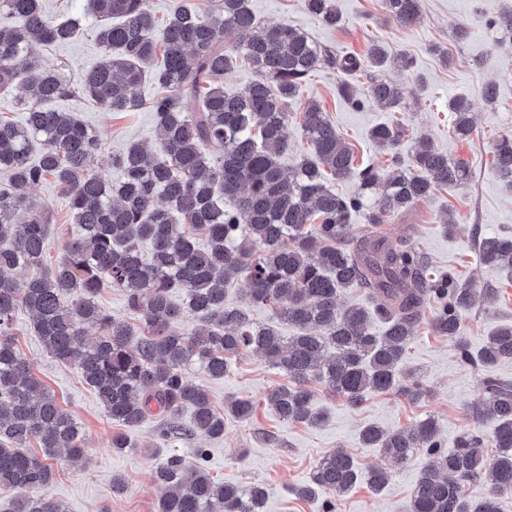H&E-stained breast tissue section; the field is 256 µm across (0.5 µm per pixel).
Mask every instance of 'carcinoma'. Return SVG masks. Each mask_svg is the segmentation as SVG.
<instances>
[{
    "instance_id": "carcinoma-1",
    "label": "carcinoma",
    "mask_w": 512,
    "mask_h": 512,
    "mask_svg": "<svg viewBox=\"0 0 512 512\" xmlns=\"http://www.w3.org/2000/svg\"><path fill=\"white\" fill-rule=\"evenodd\" d=\"M304 2L323 23H341L337 0ZM380 2L388 21L400 26L420 17L421 0ZM91 7L103 55L74 88L60 67L39 60L35 48L66 43L80 27L52 20L44 0H0V90L18 82L25 91L23 119L0 120V170L9 175L0 187V491H16L13 512H66L44 490L53 463L77 462L84 453L80 425L18 351L14 319L21 309L45 349L79 372L119 426L112 435L118 450L133 447L132 436L156 416L164 423L163 441L195 432L221 438L224 413L186 368L193 363L220 379L229 357L244 350L262 353L286 375L288 384L272 390L267 402L287 421H318L311 381L325 383L352 406L370 393L417 401L422 381L403 363L430 303L433 330L454 346L462 364L488 369L512 360V324L476 351L462 336L463 315L478 296L492 306L495 290L479 292L449 273L429 274L424 252L381 229L435 190L466 183V162L423 140L404 167L398 153L404 129L388 122L370 132L374 145L390 154L388 168H357L349 144L310 100L301 127L311 153L292 169L280 163L288 149L290 100L311 72L323 65L362 75L397 61L409 69L408 59L391 57L379 41L363 57L337 56L288 24H259L249 0H209L205 12L190 0H172L161 28L150 0H91ZM242 59L258 79L226 94L221 79ZM149 77L157 86L150 101L155 147L130 143L112 155L121 179L106 182L93 171L102 152L99 133L75 113L45 103L79 91L102 112H136L142 106L136 90ZM343 92L357 109L372 102L394 112L404 100L402 86L383 75L371 79L365 97L349 85ZM186 96L199 100L196 111H184ZM448 109L450 133L468 140L474 130L468 101L455 98ZM35 140L41 151L34 158ZM493 172L512 186V136L498 141ZM331 177L356 179L359 192L333 191ZM48 178L67 199L74 228L54 267L45 270L48 207L30 202L29 191ZM365 208L367 228L358 232L351 217ZM478 256L487 266L512 271V238L481 240ZM23 268L31 275L19 288L13 273ZM240 280L248 304L273 309L297 332L285 338L226 303V292ZM105 287L124 292L138 328L113 320L100 306L96 296ZM175 288L186 301L174 299ZM349 288L365 289L386 324L382 335L371 331L367 311L342 303ZM189 318L196 326L185 333L180 325ZM87 326L98 335L86 336ZM187 407L191 416L184 421L180 413ZM227 409L247 419L253 404L236 398ZM469 413L477 424H494V458L476 429L442 450L431 418L400 431L373 425L360 431L365 447L396 465L426 451L408 512H500L499 499L512 494V382L488 376ZM32 440L41 453L28 450ZM389 477L384 468L371 469L370 489L381 491ZM485 477L490 487L483 497L465 494L467 484ZM357 481L353 458L338 451L296 492L302 498L320 490L333 494L324 512H335L334 494L347 493ZM154 482L158 512H263L268 498L262 485L244 491L211 476L205 448L196 449L193 463L166 455Z\"/></svg>"
}]
</instances>
